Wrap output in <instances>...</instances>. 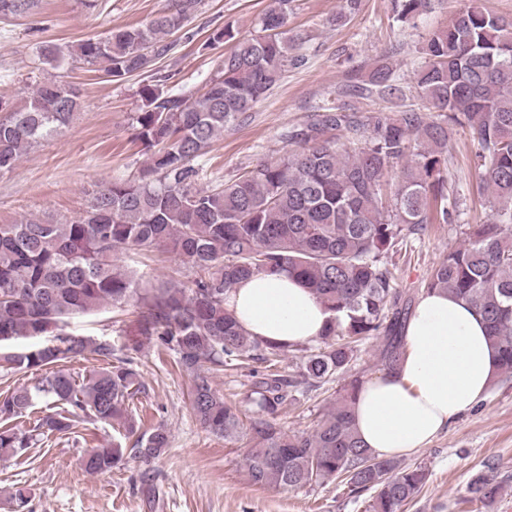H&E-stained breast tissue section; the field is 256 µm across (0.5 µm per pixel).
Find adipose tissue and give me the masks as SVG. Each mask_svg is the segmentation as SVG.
Returning a JSON list of instances; mask_svg holds the SVG:
<instances>
[{
	"label": "adipose tissue",
	"instance_id": "adipose-tissue-1",
	"mask_svg": "<svg viewBox=\"0 0 512 512\" xmlns=\"http://www.w3.org/2000/svg\"><path fill=\"white\" fill-rule=\"evenodd\" d=\"M227 308L251 336L306 344L325 331L328 313L297 280L262 273L237 284ZM496 357L485 326L465 302L423 295L404 331L398 370L362 385L353 405L359 438L379 458L427 447L487 392Z\"/></svg>",
	"mask_w": 512,
	"mask_h": 512
}]
</instances>
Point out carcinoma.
I'll list each match as a JSON object with an SVG mask.
<instances>
[{"label":"carcinoma","mask_w":512,"mask_h":512,"mask_svg":"<svg viewBox=\"0 0 512 512\" xmlns=\"http://www.w3.org/2000/svg\"><path fill=\"white\" fill-rule=\"evenodd\" d=\"M400 20H417L428 0H397ZM290 0H273L261 18L264 35L240 40L230 28L214 30L211 47L234 42L205 91L185 99L166 96L159 84L142 86L136 140L147 154L133 181L104 186L87 208L65 224L24 217L0 224V336L5 341L49 337L21 352L0 351V368L34 371L32 386L0 394V453L16 460L82 414L118 424L134 434L130 401L144 390L130 357L79 379L57 365L91 352L110 359L106 341L70 337L76 315L107 307H136L135 332L126 350L158 341L172 351L191 379L196 419L231 441L241 423L212 386L211 372L226 360L251 359L273 367L291 350L302 353L295 373L261 374L250 399L259 408L250 423L249 480L258 486L299 488L336 480L359 497L373 492L369 512H401L428 480L421 468L380 459L360 441L352 404L362 381L343 387L312 432L282 429L283 404L300 388L343 377L359 346L381 339L382 371L395 369L411 300L401 299L383 258L409 235L448 222L456 200L445 176L448 127L467 130L478 145L480 188L490 191L491 219L465 232L463 244L431 269L421 293L444 291L472 306L496 349L497 373L512 374V22L487 11L480 0L459 11L448 27L421 48L424 62L408 85L385 59L369 73L351 71L336 97L316 117L290 133L296 148L277 161L260 162L214 188L195 187V160L224 128L244 117L279 82L288 66L284 27ZM198 0H177L173 10L140 26L112 29L104 38L72 46L48 45L44 64L60 67L76 56L121 80L145 70L160 40L180 30ZM36 0H0V16H23ZM386 100L395 118L350 114L347 99ZM80 109L77 88L45 81L30 99L0 121V174L14 169L39 142L66 128ZM360 142L350 152L339 133ZM426 143L408 159L412 137ZM403 164L401 180L384 205L385 176ZM163 245L175 254L190 286L142 287L112 259L118 250ZM261 273L300 280L329 313L315 351L261 342L225 307L226 293ZM51 411L23 429L13 421ZM166 429L138 437L132 451L146 461L163 454ZM121 445L92 449L86 472L104 475L122 459ZM495 467L477 475L471 498L493 505L501 490Z\"/></svg>","instance_id":"obj_1"}]
</instances>
